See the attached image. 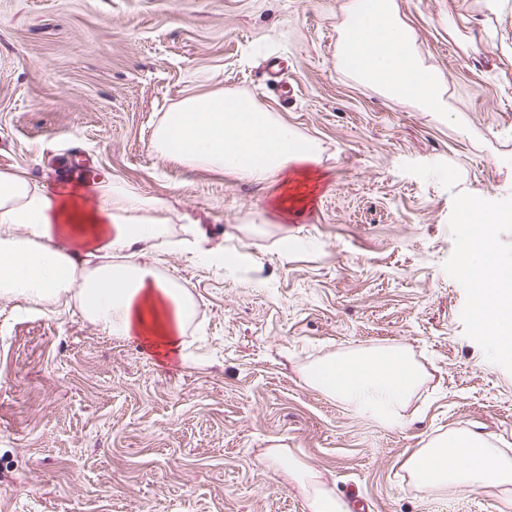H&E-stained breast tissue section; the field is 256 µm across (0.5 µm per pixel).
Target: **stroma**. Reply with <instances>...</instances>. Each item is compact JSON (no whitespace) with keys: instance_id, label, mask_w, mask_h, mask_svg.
<instances>
[{"instance_id":"1","label":"stroma","mask_w":512,"mask_h":512,"mask_svg":"<svg viewBox=\"0 0 512 512\" xmlns=\"http://www.w3.org/2000/svg\"><path fill=\"white\" fill-rule=\"evenodd\" d=\"M395 2L446 118L337 69L344 0H0V171L167 200L150 260L194 301L163 358L74 298L0 299V512H307L273 448L352 512H512V488L419 490L404 467L460 429L512 457V359L474 324L459 222L467 201L512 210V0ZM216 92L320 142L303 215L154 154L162 116ZM380 348L424 375L398 427L307 377Z\"/></svg>"}]
</instances>
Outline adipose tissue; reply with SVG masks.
<instances>
[{
	"mask_svg": "<svg viewBox=\"0 0 512 512\" xmlns=\"http://www.w3.org/2000/svg\"><path fill=\"white\" fill-rule=\"evenodd\" d=\"M337 67L361 85L436 116L448 110L444 77L424 63L395 0H345ZM151 146L157 156L273 185L280 220L304 211L313 190L310 164L320 146L251 98L203 94L164 114ZM168 203L119 180L87 185L68 178L55 191L32 185L24 173L0 172V299L54 302L73 293L84 315L108 334L136 340L158 356L182 351L192 303L173 279L158 278L145 259L167 232ZM470 231L464 269L474 286L476 328L503 357L512 356V265L500 261L490 235L512 212L463 204ZM324 392L392 425L422 373L401 349L336 357L313 368ZM271 463L301 491L307 512H350L320 472L284 448ZM420 490L455 486H512V458L483 437L456 430L430 440L405 462Z\"/></svg>",
	"mask_w": 512,
	"mask_h": 512,
	"instance_id": "ef3b65f1",
	"label": "adipose tissue"
}]
</instances>
